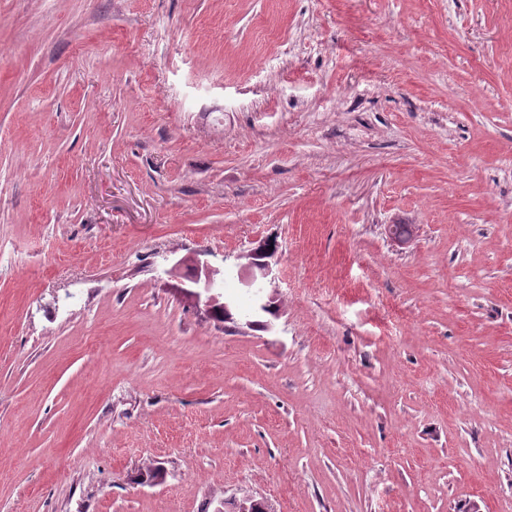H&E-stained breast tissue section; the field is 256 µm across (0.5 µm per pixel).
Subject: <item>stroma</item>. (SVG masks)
Returning <instances> with one entry per match:
<instances>
[{"mask_svg":"<svg viewBox=\"0 0 512 512\" xmlns=\"http://www.w3.org/2000/svg\"><path fill=\"white\" fill-rule=\"evenodd\" d=\"M234 495L512 512V0H0V512ZM188 267L191 271L190 282L196 290L190 291L197 304H200L204 295V306L206 311L212 310L215 305L224 306V311L230 312L229 303L221 301V293H213V290L219 288V283L215 278L216 274L207 266L202 264L197 257H185L174 263L169 269L165 270V274L170 277L181 275V270ZM273 258L274 257L262 260L250 258L241 269L239 277L240 283L246 288H255L253 293L257 291L256 288H266L268 277L272 274L270 260Z\"/></svg>","mask_w":512,"mask_h":512,"instance_id":"obj_1","label":"stroma"}]
</instances>
